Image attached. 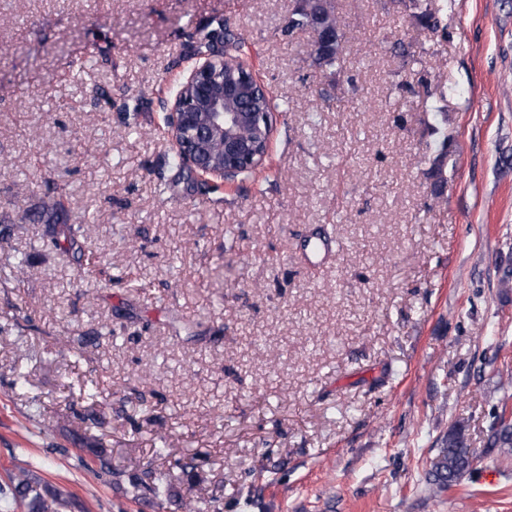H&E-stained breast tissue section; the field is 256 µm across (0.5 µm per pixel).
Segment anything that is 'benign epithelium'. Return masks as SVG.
I'll return each mask as SVG.
<instances>
[{"label":"benign epithelium","mask_w":512,"mask_h":512,"mask_svg":"<svg viewBox=\"0 0 512 512\" xmlns=\"http://www.w3.org/2000/svg\"><path fill=\"white\" fill-rule=\"evenodd\" d=\"M265 85L245 65L224 56V41L194 63L168 101L167 134L183 166L225 184L261 168L277 114L258 106Z\"/></svg>","instance_id":"7a95c632"}]
</instances>
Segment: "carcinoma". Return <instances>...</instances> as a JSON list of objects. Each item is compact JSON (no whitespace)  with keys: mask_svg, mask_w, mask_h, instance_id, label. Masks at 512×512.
<instances>
[{"mask_svg":"<svg viewBox=\"0 0 512 512\" xmlns=\"http://www.w3.org/2000/svg\"><path fill=\"white\" fill-rule=\"evenodd\" d=\"M440 9H433L425 4L416 13L418 22L429 29L440 26ZM307 27L311 30L330 28L336 30V42L324 44L313 42L312 53L318 65L325 67H340L343 60L340 57V47L344 37L343 29L335 14L332 0H299V7L294 17L288 20L287 29ZM448 118L442 119V125L433 128V133L441 139L442 152L434 160L431 168V177L434 178V187L439 189L443 182L444 158L450 146V137L447 130ZM74 225L69 224L58 216L55 222L49 225L48 237L51 244L60 247L74 240ZM488 444L498 449L499 455L504 458L512 457V422H505L499 417L490 426ZM474 459L468 447L467 425L464 420H455L448 432L441 438L440 446L435 455L430 458L426 482L430 492L440 494L451 486L459 483L461 478L469 472ZM15 495L26 504L28 512H62L66 501L60 494L47 488L41 489L26 479L18 480L15 485Z\"/></svg>","mask_w":512,"mask_h":512,"instance_id":"1","label":"carcinoma"}]
</instances>
